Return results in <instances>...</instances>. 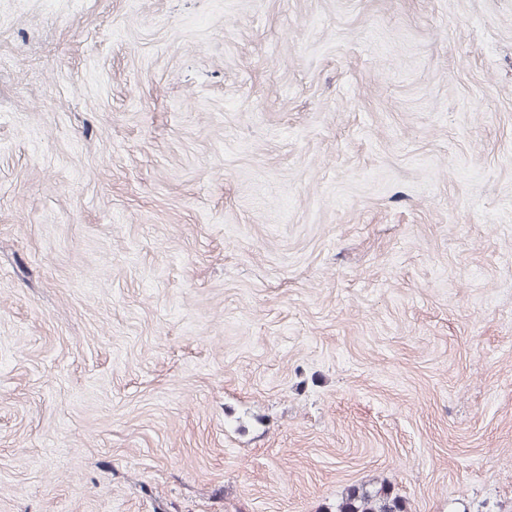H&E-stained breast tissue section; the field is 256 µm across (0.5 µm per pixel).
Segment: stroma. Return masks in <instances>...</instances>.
<instances>
[{
  "label": "stroma",
  "mask_w": 512,
  "mask_h": 512,
  "mask_svg": "<svg viewBox=\"0 0 512 512\" xmlns=\"http://www.w3.org/2000/svg\"><path fill=\"white\" fill-rule=\"evenodd\" d=\"M512 512V0H0V512ZM325 512H409L408 501L386 482L353 484Z\"/></svg>",
  "instance_id": "1"
}]
</instances>
